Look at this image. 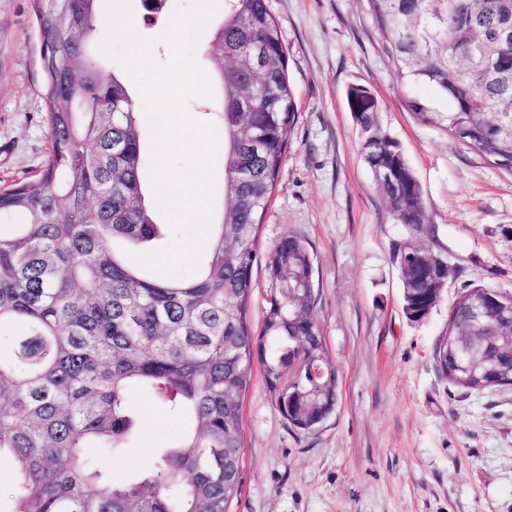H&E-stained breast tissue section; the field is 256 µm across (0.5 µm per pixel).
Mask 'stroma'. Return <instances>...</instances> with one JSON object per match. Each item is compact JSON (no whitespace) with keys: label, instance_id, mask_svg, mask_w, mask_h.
I'll return each mask as SVG.
<instances>
[{"label":"stroma","instance_id":"stroma-1","mask_svg":"<svg viewBox=\"0 0 512 512\" xmlns=\"http://www.w3.org/2000/svg\"><path fill=\"white\" fill-rule=\"evenodd\" d=\"M193 0L146 13L132 0L151 59L173 58L166 32ZM288 48L298 119L260 227L258 255L287 232L313 267L316 320L337 368L335 413L310 431L280 414L261 364L242 406L243 483L229 512H512V387L465 394L433 352L466 285L512 293V174L468 152L404 104L367 0H269ZM40 40L29 0H0V187L47 156ZM371 90L379 119L423 190V243L447 262L438 303L403 312L393 243L405 235L360 151L352 86ZM137 430L104 475L140 477L182 424L147 394L128 400Z\"/></svg>","mask_w":512,"mask_h":512}]
</instances>
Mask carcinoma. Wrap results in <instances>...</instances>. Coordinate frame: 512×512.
I'll use <instances>...</instances> for the list:
<instances>
[{"instance_id": "carcinoma-1", "label": "carcinoma", "mask_w": 512, "mask_h": 512, "mask_svg": "<svg viewBox=\"0 0 512 512\" xmlns=\"http://www.w3.org/2000/svg\"><path fill=\"white\" fill-rule=\"evenodd\" d=\"M45 79L47 160L0 188V460L16 489L13 512H228L238 495L240 395L251 362L274 383L296 425L336 408V366L310 315L314 294H270L263 328L249 314L255 249L297 122L288 49L268 0H224L209 51L224 89V220L190 279L157 280L120 244L145 245L159 227L144 204L138 105L92 50L101 0H31ZM404 103L495 168L512 173V0H369ZM271 59L264 85L250 69ZM361 155L407 236L394 243L404 312L420 320L448 264L420 241L426 203L400 144L363 87L347 90ZM277 283L314 287L304 241L290 232L263 257ZM300 308L288 316V306ZM489 337L512 360V321L477 333L463 307L438 344ZM448 379L465 393L512 386V367ZM151 394L185 421L158 465L139 479L105 482L98 459L132 438L129 396Z\"/></svg>"}]
</instances>
